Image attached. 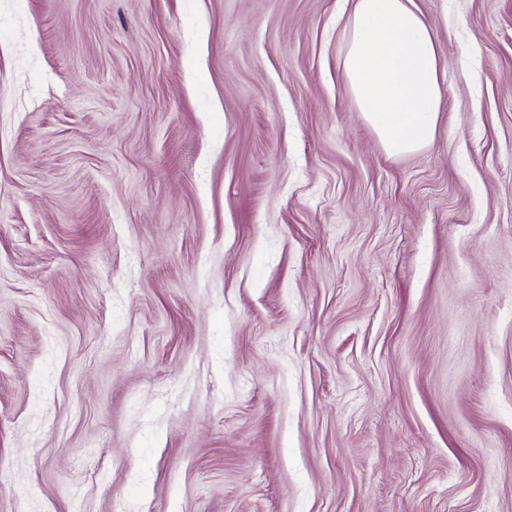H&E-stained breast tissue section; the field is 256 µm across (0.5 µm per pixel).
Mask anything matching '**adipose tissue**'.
<instances>
[{
	"mask_svg": "<svg viewBox=\"0 0 512 512\" xmlns=\"http://www.w3.org/2000/svg\"><path fill=\"white\" fill-rule=\"evenodd\" d=\"M343 68L355 104L388 154L418 152L442 110L437 35L415 0H345Z\"/></svg>",
	"mask_w": 512,
	"mask_h": 512,
	"instance_id": "adipose-tissue-1",
	"label": "adipose tissue"
}]
</instances>
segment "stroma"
Returning <instances> with one entry per match:
<instances>
[{
    "label": "stroma",
    "mask_w": 512,
    "mask_h": 512,
    "mask_svg": "<svg viewBox=\"0 0 512 512\" xmlns=\"http://www.w3.org/2000/svg\"><path fill=\"white\" fill-rule=\"evenodd\" d=\"M389 156L344 0H0V512H512V0H415ZM343 68L362 116L389 155L434 138L443 90L437 35L415 0H345Z\"/></svg>",
    "instance_id": "35a3bbf8"
}]
</instances>
